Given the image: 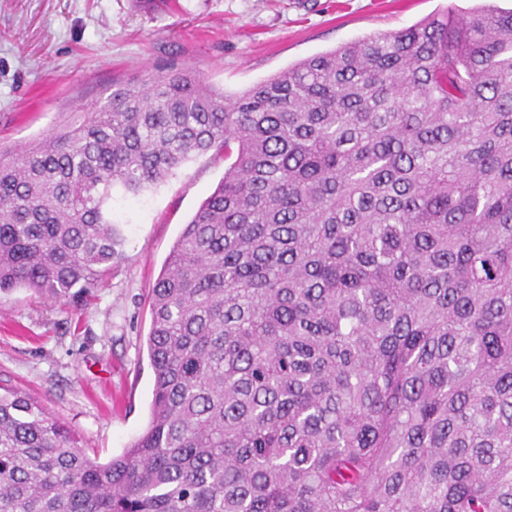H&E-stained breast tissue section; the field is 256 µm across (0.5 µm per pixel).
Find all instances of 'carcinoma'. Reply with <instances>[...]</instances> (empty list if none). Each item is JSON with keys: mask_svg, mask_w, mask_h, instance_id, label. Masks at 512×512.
Returning a JSON list of instances; mask_svg holds the SVG:
<instances>
[{"mask_svg": "<svg viewBox=\"0 0 512 512\" xmlns=\"http://www.w3.org/2000/svg\"><path fill=\"white\" fill-rule=\"evenodd\" d=\"M233 162L153 288L150 420L99 463L0 386V512H512V9L229 98L183 68L0 151V295H87L113 191Z\"/></svg>", "mask_w": 512, "mask_h": 512, "instance_id": "obj_1", "label": "carcinoma"}]
</instances>
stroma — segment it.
Wrapping results in <instances>:
<instances>
[{"mask_svg":"<svg viewBox=\"0 0 512 512\" xmlns=\"http://www.w3.org/2000/svg\"><path fill=\"white\" fill-rule=\"evenodd\" d=\"M470 0H0V148L23 147L169 64L241 94L302 59L409 27ZM228 165L212 151L155 192L115 195L123 234L93 298L0 297V386L28 392L90 458L146 428L151 295L184 224Z\"/></svg>","mask_w":512,"mask_h":512,"instance_id":"stroma-1","label":"stroma"}]
</instances>
